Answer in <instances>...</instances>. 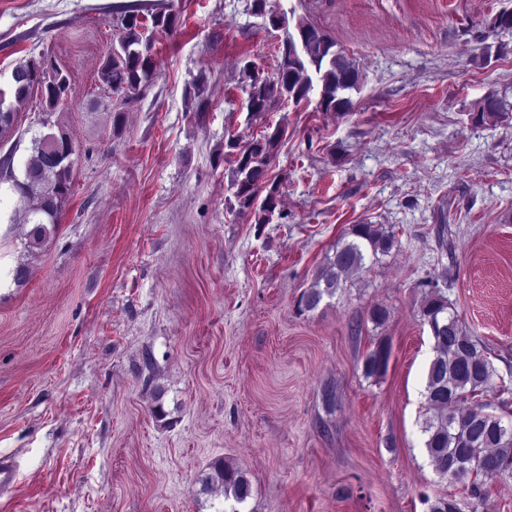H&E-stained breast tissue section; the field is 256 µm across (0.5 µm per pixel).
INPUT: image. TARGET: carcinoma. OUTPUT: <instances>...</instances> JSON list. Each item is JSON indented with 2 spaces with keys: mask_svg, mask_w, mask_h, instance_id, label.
I'll return each instance as SVG.
<instances>
[{
  "mask_svg": "<svg viewBox=\"0 0 512 512\" xmlns=\"http://www.w3.org/2000/svg\"><path fill=\"white\" fill-rule=\"evenodd\" d=\"M267 0H247L246 11L265 15L274 28L282 27L280 18L266 11ZM179 27L176 15L160 10L145 24L140 11L130 9L121 18L118 39L100 69V80L108 92L121 99H131L154 78L156 71L155 36H172ZM297 33L284 32L283 40L297 39L299 49L281 56L277 70L260 75L247 64L242 69L243 91L251 108V119L265 115L287 101L297 104L311 101L317 93L320 112H349L353 108L350 92L358 90L362 72L336 42L314 24L300 20ZM14 71L38 77L46 110L54 111L70 91V80L56 66L42 68V58L20 62ZM31 94L27 81L13 79L0 87V141L12 136L15 126L14 104ZM208 100L207 81L200 76L186 91L187 104L200 107ZM507 112V104L489 97L472 112L478 124L496 123ZM33 140L31 155L21 173L13 174L4 190L12 207L0 213L9 224H32V246L48 234L47 225H55L72 193L71 162L67 150H74L65 128ZM287 131L281 126L265 132L245 144L235 139L224 143V155L233 158L230 189L239 213L251 215L256 224H268L279 204L277 181L270 169ZM265 195L256 204L259 191ZM350 239H340L333 253L326 257L315 281L299 296L302 313L318 308L324 297H333L347 287L349 275L366 268V258L377 259L389 253L396 243L395 232L379 224H354ZM423 323L436 329L426 375L424 397L427 403L421 432L435 474L448 486L471 500L484 502L483 478L512 471V412L509 400H501L500 413L489 411L490 404L476 403L492 389L493 363L487 348L472 336L457 315L448 311V300L435 292L421 310ZM389 350L379 346L367 356L364 373L382 375L389 364ZM201 492L224 489V498L242 504L251 496L252 484L247 473L217 461L200 479ZM428 512H461L456 494L434 498Z\"/></svg>",
  "mask_w": 512,
  "mask_h": 512,
  "instance_id": "1",
  "label": "carcinoma"
}]
</instances>
